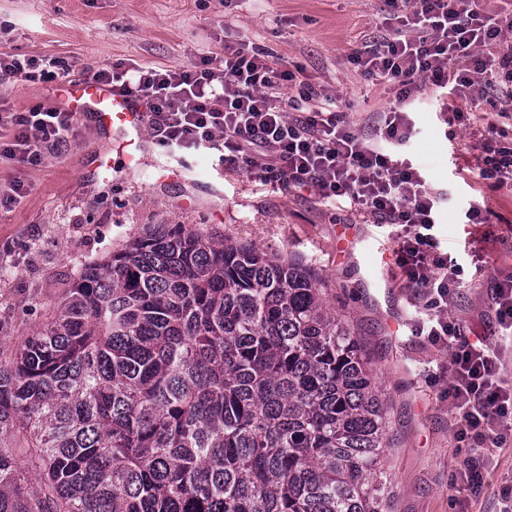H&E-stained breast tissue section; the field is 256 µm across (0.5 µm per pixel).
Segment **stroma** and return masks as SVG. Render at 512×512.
I'll list each match as a JSON object with an SVG mask.
<instances>
[{
	"label": "stroma",
	"instance_id": "stroma-1",
	"mask_svg": "<svg viewBox=\"0 0 512 512\" xmlns=\"http://www.w3.org/2000/svg\"><path fill=\"white\" fill-rule=\"evenodd\" d=\"M388 16L385 0H0V52L64 59L77 80L118 62L187 66L223 53L225 43L250 42L271 50L279 65L301 64L303 81L350 103L368 137L392 95L365 81L347 56L386 34ZM39 103L63 100L20 78L0 85V104L14 111ZM414 120V154L443 194L440 249L464 268L450 313L469 336L494 341L491 282L498 268H512V189H490L480 178L481 127L447 135L430 99ZM75 127V137L37 165L0 159V191L18 180L27 189L0 211V349L39 332L82 264L105 258L147 225L183 224L244 241L308 266L368 352L390 418L389 512H499L512 484V444L492 449L479 485L459 480L473 453L455 434L448 349L418 333L412 289L387 274L389 226L201 155L180 178L166 179V158L149 128L141 163L129 170L90 116L76 114ZM104 153L111 163H100ZM473 206L482 210L477 224L466 218Z\"/></svg>",
	"mask_w": 512,
	"mask_h": 512
}]
</instances>
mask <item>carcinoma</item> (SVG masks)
Listing matches in <instances>:
<instances>
[{
    "label": "carcinoma",
    "instance_id": "carcinoma-1",
    "mask_svg": "<svg viewBox=\"0 0 512 512\" xmlns=\"http://www.w3.org/2000/svg\"><path fill=\"white\" fill-rule=\"evenodd\" d=\"M388 426L310 269L159 225L0 357V512H387Z\"/></svg>",
    "mask_w": 512,
    "mask_h": 512
}]
</instances>
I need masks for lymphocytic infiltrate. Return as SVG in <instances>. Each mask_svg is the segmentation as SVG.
Here are the masks:
<instances>
[{"label":"lymphocytic infiltrate","instance_id":"1","mask_svg":"<svg viewBox=\"0 0 512 512\" xmlns=\"http://www.w3.org/2000/svg\"><path fill=\"white\" fill-rule=\"evenodd\" d=\"M390 5L395 24L387 35L348 55L365 80L386 82L393 94L370 140L349 120L345 101L302 81L303 66H276L271 52L245 42L181 68L117 63L92 77L145 101L167 152L215 153L226 169L308 191L329 206L344 200L360 215L395 225L392 268L421 296L428 337L451 349L456 436L482 456L504 447L512 432V382L502 361L512 346V271L493 283L497 343L470 340L460 323L445 318L462 269L438 249V197L406 150L415 104L436 94L446 124H484L479 175L491 189L512 188V12L487 10L481 0ZM19 77L61 93L69 68L59 59L1 52L0 82ZM0 128L11 132L0 139V157L23 166L39 164L75 133L73 113L42 104L25 112L0 107Z\"/></svg>","mask_w":512,"mask_h":512}]
</instances>
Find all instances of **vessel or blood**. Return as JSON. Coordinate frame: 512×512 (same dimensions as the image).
<instances>
[{
	"instance_id": "obj_1",
	"label": "vessel or blood",
	"mask_w": 512,
	"mask_h": 512,
	"mask_svg": "<svg viewBox=\"0 0 512 512\" xmlns=\"http://www.w3.org/2000/svg\"><path fill=\"white\" fill-rule=\"evenodd\" d=\"M64 100L68 111L90 114L102 129L118 134L128 149L127 162L136 161L130 147L149 122V115L142 112L138 99L85 77L68 85Z\"/></svg>"
}]
</instances>
